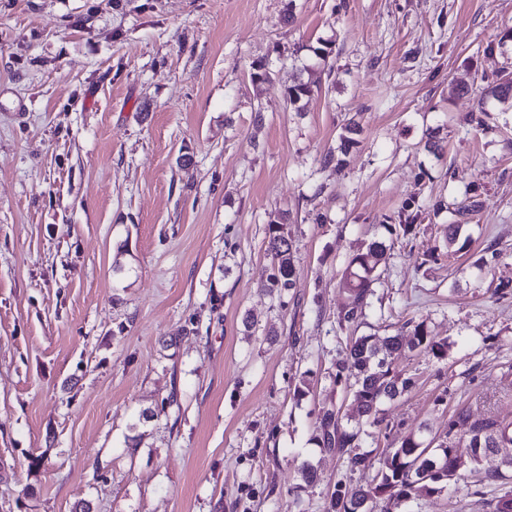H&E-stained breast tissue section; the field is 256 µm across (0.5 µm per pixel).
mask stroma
Returning a JSON list of instances; mask_svg holds the SVG:
<instances>
[{"mask_svg":"<svg viewBox=\"0 0 512 512\" xmlns=\"http://www.w3.org/2000/svg\"><path fill=\"white\" fill-rule=\"evenodd\" d=\"M510 27L512 0H0V512H324L373 477L309 442L322 407L359 419L339 350L411 318L448 351L396 362L415 384L393 433L512 421V112L477 124L456 90L504 65ZM299 75L319 87L301 116ZM354 112L359 144L320 166ZM472 189L467 248L418 266L454 221L433 204ZM408 205L410 241L388 231ZM282 209L296 273L269 293ZM374 240L373 307L339 326ZM497 490L469 471L392 512H486ZM314 93L311 84L297 77L294 83L288 86L285 93L286 108L290 112H297L302 115L305 111V99H308ZM386 245L373 241L365 249L355 253L343 271V284L347 290V301L339 316V326L359 324L365 309L371 304L373 285L380 278V265Z\"/></svg>","mask_w":512,"mask_h":512,"instance_id":"stroma-1","label":"stroma"}]
</instances>
